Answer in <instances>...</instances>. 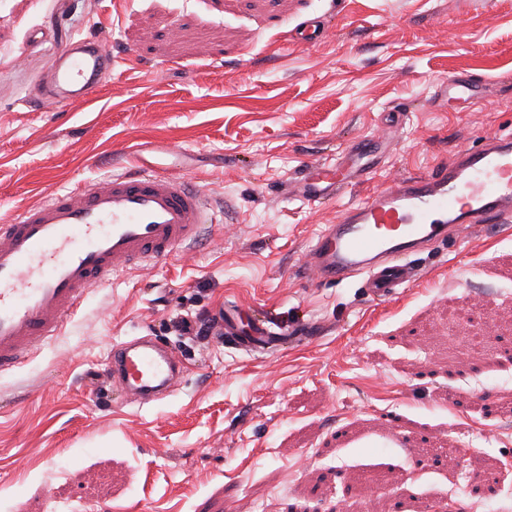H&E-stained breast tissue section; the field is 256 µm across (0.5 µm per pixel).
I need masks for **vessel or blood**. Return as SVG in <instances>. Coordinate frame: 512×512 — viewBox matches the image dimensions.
Listing matches in <instances>:
<instances>
[{
    "mask_svg": "<svg viewBox=\"0 0 512 512\" xmlns=\"http://www.w3.org/2000/svg\"><path fill=\"white\" fill-rule=\"evenodd\" d=\"M114 65L107 43L71 42L52 63L37 100L45 107L92 101ZM446 91L449 99L466 104L476 84L456 76ZM351 153L357 166L309 165L289 194L311 205L339 198L381 162L363 139ZM216 221L194 182L140 161L105 184L52 192L0 222V373L25 363L58 336L91 288L185 248ZM511 222L512 135H494L477 149L458 152L436 174L398 177L341 209L311 241L304 265L317 285L363 275L370 294L385 300L395 289L423 281L415 254L446 240L463 243L485 225ZM240 319V311H225L224 328L248 352L271 353L311 331L300 324L285 337L258 317L243 331ZM108 373L116 391L148 403L172 394L185 366L166 343L144 336L113 345Z\"/></svg>",
    "mask_w": 512,
    "mask_h": 512,
    "instance_id": "b4317fda",
    "label": "vessel or blood"
}]
</instances>
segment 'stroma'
I'll list each match as a JSON object with an SVG mask.
<instances>
[{
    "mask_svg": "<svg viewBox=\"0 0 512 512\" xmlns=\"http://www.w3.org/2000/svg\"><path fill=\"white\" fill-rule=\"evenodd\" d=\"M317 17L325 38L298 40ZM86 37L116 58L98 102L35 109ZM462 74L479 83L467 108L439 93ZM498 133H512V0H0V219L124 173L135 149L224 214L93 288L0 374V512H512V224L420 254L424 283L387 302L362 276L315 287L304 268L341 206ZM386 136L339 201L287 195L302 164ZM235 301L316 334L275 355L232 348L213 322ZM139 336L187 367L144 405L104 376L113 345ZM432 447L456 465L422 467Z\"/></svg>",
    "mask_w": 512,
    "mask_h": 512,
    "instance_id": "1",
    "label": "stroma"
}]
</instances>
